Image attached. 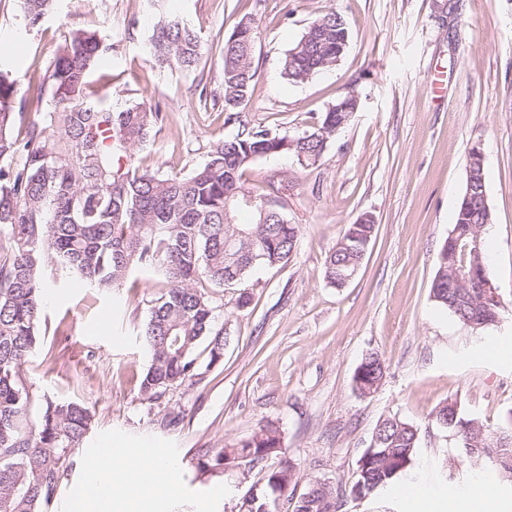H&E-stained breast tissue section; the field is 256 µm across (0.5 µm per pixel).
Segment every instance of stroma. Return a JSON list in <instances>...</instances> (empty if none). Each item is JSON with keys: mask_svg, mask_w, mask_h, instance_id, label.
Returning <instances> with one entry per match:
<instances>
[{"mask_svg": "<svg viewBox=\"0 0 512 512\" xmlns=\"http://www.w3.org/2000/svg\"><path fill=\"white\" fill-rule=\"evenodd\" d=\"M58 0L40 29L25 31L17 0H0V44L18 82L44 72L75 27L98 30L112 51L89 76L92 89L122 106L159 105L164 119L146 165L186 173L201 165L211 141L237 134L225 120L215 51L239 19L255 16L256 81L242 124L294 134L315 126L337 97L359 99L349 124L321 160L303 167L290 155L260 159L242 176L257 194L284 190L285 213L300 242L287 266L253 272L252 302L218 288L216 324L228 341L222 362L192 387L143 401L135 377L150 364L140 332L159 289L142 273L135 288L97 291L46 278L41 343L23 368L34 405L77 401L92 408L84 439L129 448H164L179 462L182 493L164 512H238L261 477L245 467L201 468L204 456L273 424L298 484L316 479L347 487L377 423L395 416L418 430L410 470L340 512H470L444 500L481 478L497 480L496 504L512 512V485L490 460L463 457L432 415L456 402L497 427L512 418V0ZM335 10L351 33L335 66L293 83L281 61L319 11ZM172 11L200 31L204 73L159 69L144 45L160 14ZM443 70L435 94L428 74ZM207 84V99L197 85ZM485 155L493 222L484 234L500 300L497 323L476 328L432 299L438 252L464 193L469 152ZM373 216L376 235L353 278L325 277L328 252L346 225ZM378 354L384 377L359 394L354 375ZM182 414L166 425L165 413Z\"/></svg>", "mask_w": 512, "mask_h": 512, "instance_id": "1", "label": "stroma"}]
</instances>
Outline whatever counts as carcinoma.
<instances>
[{
  "label": "carcinoma",
  "mask_w": 512,
  "mask_h": 512,
  "mask_svg": "<svg viewBox=\"0 0 512 512\" xmlns=\"http://www.w3.org/2000/svg\"><path fill=\"white\" fill-rule=\"evenodd\" d=\"M56 0H20L25 31L41 26ZM219 49L225 122H238L233 137L210 144L205 163L187 174L142 164L162 121L157 109L136 104L114 108L87 91L88 75L112 49L94 29L71 30L44 73L29 77L24 88L0 61V512H48L69 455L90 429L91 410L74 401H45L32 416V396L22 367L40 344L42 272L50 267L90 288H118L135 269L158 278L164 287L151 301L143 342L150 365L140 394L155 403L165 393L201 380L202 352L207 366L224 357V328L215 323L210 288H239L237 305L251 304L250 273L258 267L288 263L296 251L299 227L288 222L285 203L244 188V170L256 160L306 155L305 165L324 155L344 113L358 108L343 95L323 113L320 123L292 137L241 121L252 96L258 26L243 16ZM350 31L334 10L323 11L285 55L281 75L302 82L327 69L346 52ZM151 60L160 68H199L204 45L180 16L157 22L148 41ZM35 109L30 117L26 109ZM292 149L282 148L288 140ZM477 189L469 203L459 202L455 223L439 251V268L430 292L435 302L465 323L497 322L500 304L486 303L476 283L448 287L456 261L454 242L470 244L468 265L489 267L484 231L493 222L484 168H476ZM252 200L246 205L245 198ZM248 210L250 224L237 215ZM371 239L374 225L349 224L326 260L327 280L340 287L359 268L364 254L349 237ZM384 374V362L368 355L355 373L366 395ZM439 424L453 432L470 460L489 459L502 480L512 483V425L493 431L458 407L435 411ZM417 430L396 417L376 427L349 489L366 498L406 472L416 453ZM275 460L267 465L269 460ZM239 465L265 469L263 482L247 492L245 512H276L279 503L293 512H339L342 494L330 483L312 482L296 494L295 466L282 451L277 429L263 426L204 462L213 469Z\"/></svg>",
  "instance_id": "cac0c4a2"
}]
</instances>
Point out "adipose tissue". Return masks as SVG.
<instances>
[{"instance_id":"obj_1","label":"adipose tissue","mask_w":512,"mask_h":512,"mask_svg":"<svg viewBox=\"0 0 512 512\" xmlns=\"http://www.w3.org/2000/svg\"><path fill=\"white\" fill-rule=\"evenodd\" d=\"M121 461L104 460L85 461L87 480L96 487L92 495L87 496L83 507L85 512H131L139 507L145 512L157 489L162 486L163 477L176 470L178 462L168 454L148 457L143 461L140 474L126 483H117L112 479L114 470L120 469Z\"/></svg>"}]
</instances>
